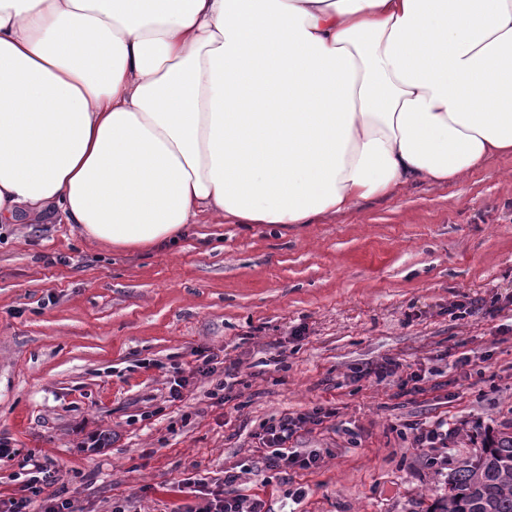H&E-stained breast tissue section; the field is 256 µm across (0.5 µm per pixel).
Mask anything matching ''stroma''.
<instances>
[{
	"label": "stroma",
	"instance_id": "obj_1",
	"mask_svg": "<svg viewBox=\"0 0 512 512\" xmlns=\"http://www.w3.org/2000/svg\"><path fill=\"white\" fill-rule=\"evenodd\" d=\"M467 297L498 310L454 316ZM204 347L239 363L232 400L197 386L169 401L173 370ZM386 357L396 375L356 377ZM420 369L421 392L400 395ZM314 407L336 415L296 445L320 468L246 475L232 493L272 512H431L488 431L512 425V156L316 224H199L172 251L0 224V436L20 452L0 460V495L32 451L62 464L83 512H173L178 480L260 460V424ZM436 420L440 467L402 435ZM98 429L112 444L80 448Z\"/></svg>",
	"mask_w": 512,
	"mask_h": 512
}]
</instances>
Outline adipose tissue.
<instances>
[{"label": "adipose tissue", "mask_w": 512, "mask_h": 512, "mask_svg": "<svg viewBox=\"0 0 512 512\" xmlns=\"http://www.w3.org/2000/svg\"><path fill=\"white\" fill-rule=\"evenodd\" d=\"M512 155V0H0V223L144 251Z\"/></svg>", "instance_id": "obj_1"}]
</instances>
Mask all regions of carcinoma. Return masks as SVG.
<instances>
[{
    "label": "carcinoma",
    "instance_id": "1",
    "mask_svg": "<svg viewBox=\"0 0 512 512\" xmlns=\"http://www.w3.org/2000/svg\"><path fill=\"white\" fill-rule=\"evenodd\" d=\"M438 512H512V427L487 438L469 462L448 476Z\"/></svg>",
    "mask_w": 512,
    "mask_h": 512
}]
</instances>
